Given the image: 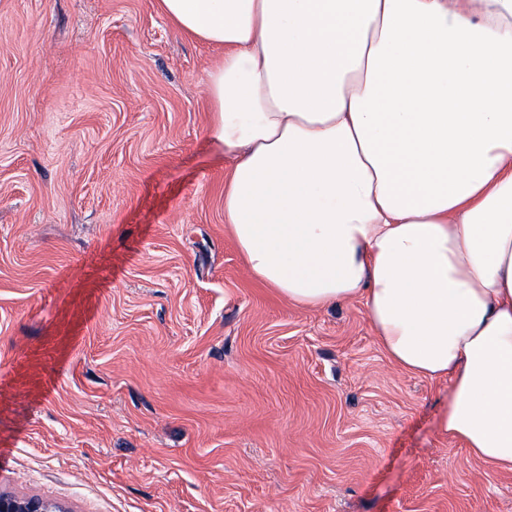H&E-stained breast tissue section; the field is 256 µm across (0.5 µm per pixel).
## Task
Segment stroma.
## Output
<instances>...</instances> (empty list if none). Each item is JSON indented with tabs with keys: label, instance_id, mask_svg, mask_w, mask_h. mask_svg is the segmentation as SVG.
Listing matches in <instances>:
<instances>
[{
	"label": "stroma",
	"instance_id": "stroma-1",
	"mask_svg": "<svg viewBox=\"0 0 512 512\" xmlns=\"http://www.w3.org/2000/svg\"><path fill=\"white\" fill-rule=\"evenodd\" d=\"M157 0H0V491L69 512H512L362 301L248 273Z\"/></svg>",
	"mask_w": 512,
	"mask_h": 512
}]
</instances>
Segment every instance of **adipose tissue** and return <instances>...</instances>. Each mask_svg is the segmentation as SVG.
<instances>
[{
    "mask_svg": "<svg viewBox=\"0 0 512 512\" xmlns=\"http://www.w3.org/2000/svg\"><path fill=\"white\" fill-rule=\"evenodd\" d=\"M217 47L224 221L294 304L362 300L441 430L512 471V0H159Z\"/></svg>",
    "mask_w": 512,
    "mask_h": 512,
    "instance_id": "adipose-tissue-1",
    "label": "adipose tissue"
}]
</instances>
